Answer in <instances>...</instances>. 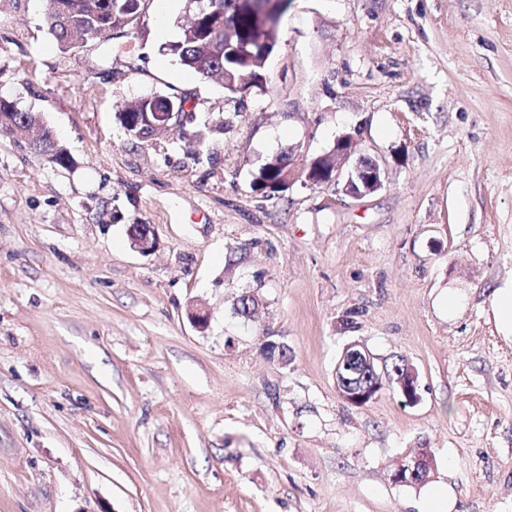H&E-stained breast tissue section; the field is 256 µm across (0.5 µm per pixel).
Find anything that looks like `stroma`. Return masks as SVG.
Listing matches in <instances>:
<instances>
[{"label": "stroma", "instance_id": "obj_1", "mask_svg": "<svg viewBox=\"0 0 512 512\" xmlns=\"http://www.w3.org/2000/svg\"><path fill=\"white\" fill-rule=\"evenodd\" d=\"M189 9L65 51L48 0H0V98L69 154L0 136V512H421L390 479L418 448L453 512H512V0H291L243 97L172 54ZM155 94L196 110L131 139L117 112ZM347 133L379 191H252ZM352 341L414 365L419 402H344ZM294 155L285 151L262 164L253 175L252 190L263 197L284 196L294 185ZM131 247L143 255H148L156 247V239L150 225L132 224L128 228ZM494 314L503 329L512 333V289L497 292Z\"/></svg>", "mask_w": 512, "mask_h": 512}]
</instances>
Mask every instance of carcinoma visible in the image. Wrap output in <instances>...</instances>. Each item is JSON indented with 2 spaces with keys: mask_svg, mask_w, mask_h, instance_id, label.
<instances>
[{
  "mask_svg": "<svg viewBox=\"0 0 512 512\" xmlns=\"http://www.w3.org/2000/svg\"><path fill=\"white\" fill-rule=\"evenodd\" d=\"M58 0H49L46 22L50 34L63 49L76 48L92 40L112 35V31L132 23L140 13L142 0H66L68 11L55 9ZM220 14L200 19L189 17L182 26L180 39L170 46L181 65L203 77L217 75L231 95L244 94L267 84L266 63L279 44V21L263 27L254 14L246 12L239 0H219ZM188 96H145L125 105L118 119L133 139L145 140L155 132L156 112L188 115ZM14 123L26 118L33 146L53 154L57 164L66 163L65 150L53 133L34 114H20L15 106L0 98V118ZM293 151H285L266 161L254 173L252 190L265 197L285 195L294 182ZM259 298L238 297L234 311L251 320Z\"/></svg>",
  "mask_w": 512,
  "mask_h": 512,
  "instance_id": "obj_1",
  "label": "carcinoma"
}]
</instances>
